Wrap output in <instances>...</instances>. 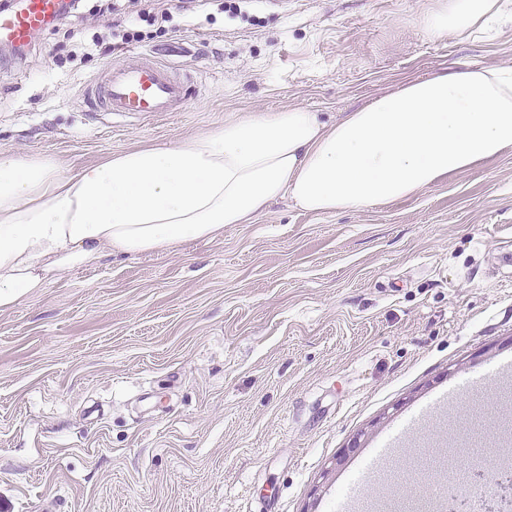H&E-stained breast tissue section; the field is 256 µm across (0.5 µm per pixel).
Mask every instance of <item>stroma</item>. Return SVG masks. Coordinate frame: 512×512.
Returning <instances> with one entry per match:
<instances>
[{
  "instance_id": "stroma-1",
  "label": "stroma",
  "mask_w": 512,
  "mask_h": 512,
  "mask_svg": "<svg viewBox=\"0 0 512 512\" xmlns=\"http://www.w3.org/2000/svg\"><path fill=\"white\" fill-rule=\"evenodd\" d=\"M74 17L0 52V153L76 172L248 113L333 121L458 62L512 68V22L430 37L440 0H242L86 54L135 8ZM147 51L197 86L183 111H86L85 84ZM512 150L382 207L314 214L280 198L250 224L104 254L0 310V512H336L367 452L476 368L360 512L442 496L477 440L512 454ZM343 465H336L337 457Z\"/></svg>"
}]
</instances>
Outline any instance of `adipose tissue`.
Wrapping results in <instances>:
<instances>
[{"label": "adipose tissue", "instance_id": "obj_1", "mask_svg": "<svg viewBox=\"0 0 512 512\" xmlns=\"http://www.w3.org/2000/svg\"><path fill=\"white\" fill-rule=\"evenodd\" d=\"M501 0H442L434 37L470 35ZM512 149V71L458 63L327 121L288 109L64 173L47 157L0 155V310L102 252L144 253L248 224L287 197L311 213L417 195Z\"/></svg>", "mask_w": 512, "mask_h": 512}]
</instances>
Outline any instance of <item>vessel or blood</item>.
Instances as JSON below:
<instances>
[{
	"label": "vessel or blood",
	"mask_w": 512,
	"mask_h": 512,
	"mask_svg": "<svg viewBox=\"0 0 512 512\" xmlns=\"http://www.w3.org/2000/svg\"><path fill=\"white\" fill-rule=\"evenodd\" d=\"M60 17L59 0H24L21 10L0 16V41L12 45L27 44L35 32ZM191 94L192 84L188 76L177 75L165 63L129 56L107 68L88 86L85 104L92 112L150 117L181 111ZM425 420L422 414L411 417L408 424L379 449L377 462L383 464L392 458L394 447L420 428Z\"/></svg>",
	"instance_id": "1"
}]
</instances>
